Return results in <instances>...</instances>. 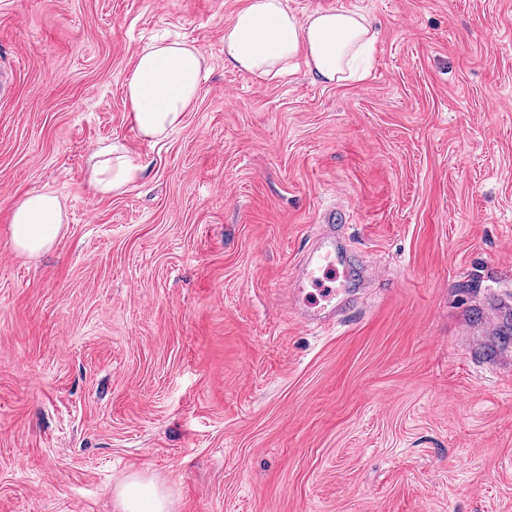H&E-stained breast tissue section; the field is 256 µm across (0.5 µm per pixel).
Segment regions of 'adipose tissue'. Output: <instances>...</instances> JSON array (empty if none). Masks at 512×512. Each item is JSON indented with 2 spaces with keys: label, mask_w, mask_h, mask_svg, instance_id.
<instances>
[{
  "label": "adipose tissue",
  "mask_w": 512,
  "mask_h": 512,
  "mask_svg": "<svg viewBox=\"0 0 512 512\" xmlns=\"http://www.w3.org/2000/svg\"><path fill=\"white\" fill-rule=\"evenodd\" d=\"M376 41L368 19L347 10H318L305 19L284 0H246L224 29V61L254 80H269L304 66L326 84L355 79L358 64ZM204 58L182 42L148 45L138 54L126 84L131 119L138 134L162 140L179 127L195 102ZM143 165L109 145L91 155L89 182L96 194L125 192L141 178ZM10 243L22 255L52 247L63 224V206L50 191L26 194L11 205ZM118 496L124 512H168V496L156 483L134 476Z\"/></svg>",
  "instance_id": "obj_1"
}]
</instances>
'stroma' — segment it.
I'll return each mask as SVG.
<instances>
[{"mask_svg": "<svg viewBox=\"0 0 512 512\" xmlns=\"http://www.w3.org/2000/svg\"><path fill=\"white\" fill-rule=\"evenodd\" d=\"M244 0H0V512H512V0H285L363 13L361 79L256 81L224 62ZM197 47L183 124L138 137L137 53ZM147 168L100 196L90 156ZM66 220L29 257L9 204ZM367 278L335 328L289 281L325 209ZM10 208V243L15 252L32 256L52 247L63 224V206L55 193H28ZM118 496L124 512H168V496L153 481L133 476L120 485Z\"/></svg>", "mask_w": 512, "mask_h": 512, "instance_id": "stroma-1", "label": "stroma"}]
</instances>
